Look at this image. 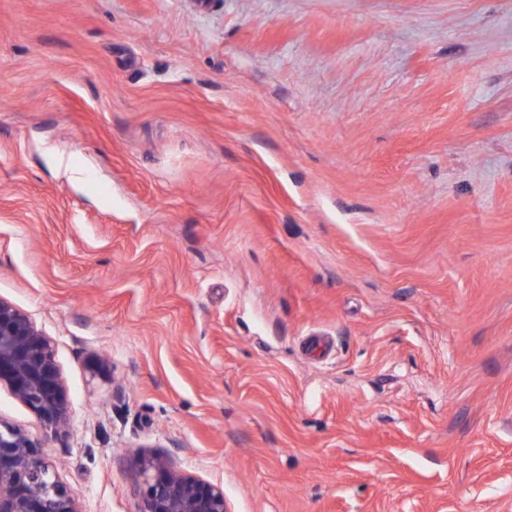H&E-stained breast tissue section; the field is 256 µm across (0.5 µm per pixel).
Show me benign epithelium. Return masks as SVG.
Segmentation results:
<instances>
[{
  "label": "benign epithelium",
  "mask_w": 512,
  "mask_h": 512,
  "mask_svg": "<svg viewBox=\"0 0 512 512\" xmlns=\"http://www.w3.org/2000/svg\"><path fill=\"white\" fill-rule=\"evenodd\" d=\"M0 386L50 432L65 431L69 406L50 340L0 299ZM139 512H229L224 488L187 475L162 456L139 460ZM0 512H80L66 485L40 457L30 434L0 420Z\"/></svg>",
  "instance_id": "benign-epithelium-1"
}]
</instances>
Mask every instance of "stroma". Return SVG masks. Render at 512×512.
<instances>
[{"label": "stroma", "instance_id": "stroma-1", "mask_svg": "<svg viewBox=\"0 0 512 512\" xmlns=\"http://www.w3.org/2000/svg\"><path fill=\"white\" fill-rule=\"evenodd\" d=\"M1 93L80 512H512V0H0ZM139 512H229L221 485L187 475L162 456L139 460Z\"/></svg>", "mask_w": 512, "mask_h": 512}]
</instances>
